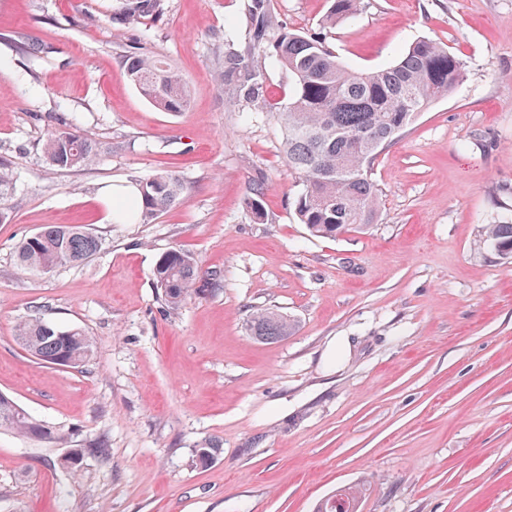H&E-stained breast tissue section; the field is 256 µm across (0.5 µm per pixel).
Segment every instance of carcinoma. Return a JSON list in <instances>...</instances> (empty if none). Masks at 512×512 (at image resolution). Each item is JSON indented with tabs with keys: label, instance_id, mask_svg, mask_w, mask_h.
<instances>
[{
	"label": "carcinoma",
	"instance_id": "obj_1",
	"mask_svg": "<svg viewBox=\"0 0 512 512\" xmlns=\"http://www.w3.org/2000/svg\"><path fill=\"white\" fill-rule=\"evenodd\" d=\"M362 0H332L319 29L300 32L281 21L271 0H247L240 22L224 31V55L217 75L240 112H265L283 132L288 166L302 179L294 200L299 221L316 238H336L377 222L378 194L368 177L371 162L431 103L454 92L464 81L463 60L448 46L423 38L411 43L391 65L355 71L342 64L327 44L328 30L356 17ZM165 0H126L118 21L133 27L164 14ZM275 59L288 74L290 91L285 101L270 100L260 60ZM127 79L153 107L173 115L187 110L191 90L166 60L128 50L122 56ZM46 162L60 170L101 164L106 154L92 134L66 127L47 129L42 146ZM14 175L0 163V222L7 218ZM137 210L131 217L150 223L171 207L185 186L176 172L163 167L137 183ZM266 184H249L246 207L253 219H265ZM486 241L503 253L512 252V222L489 224ZM102 248V239L74 224H48L15 246L20 268L46 275L65 266L82 264ZM153 280L169 311L180 309L191 296L205 292L194 255L183 249L165 252L158 259ZM288 317L260 309L247 319L250 335L274 342L290 335ZM15 336L37 360L53 364L63 357L78 367L91 356L93 341L79 329H62L31 319L16 326ZM33 436L43 424L19 405L0 402V429ZM222 453L213 440L194 449V462L205 465ZM365 489L349 487L323 501L316 512H357Z\"/></svg>",
	"mask_w": 512,
	"mask_h": 512
}]
</instances>
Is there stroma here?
I'll list each match as a JSON object with an SVG mask.
<instances>
[{
  "label": "stroma",
  "mask_w": 512,
  "mask_h": 512,
  "mask_svg": "<svg viewBox=\"0 0 512 512\" xmlns=\"http://www.w3.org/2000/svg\"><path fill=\"white\" fill-rule=\"evenodd\" d=\"M364 2L331 33L340 61L374 69L426 37L466 75L371 163L377 223L321 239L295 216L303 184L279 126L215 82L247 0H167L141 26L140 52L192 89L177 115L124 75L123 0H0V160L16 180L0 223V393L55 433L0 430V512H313L357 484L360 512H512V256L483 243L485 225L512 220V0ZM273 7L315 31L330 2ZM27 34L51 53L19 51ZM60 121L111 153L48 166ZM161 167L184 181L176 205L114 223L104 190ZM257 178L261 224L245 205ZM47 224L82 225L102 249L29 275L15 245ZM175 248L216 283L170 312L153 268ZM266 308L294 321L291 336H249ZM32 316L85 331L91 360L31 357L15 329ZM209 438L222 454L193 464ZM77 449L78 467L63 466Z\"/></svg>",
  "instance_id": "stroma-1"
}]
</instances>
